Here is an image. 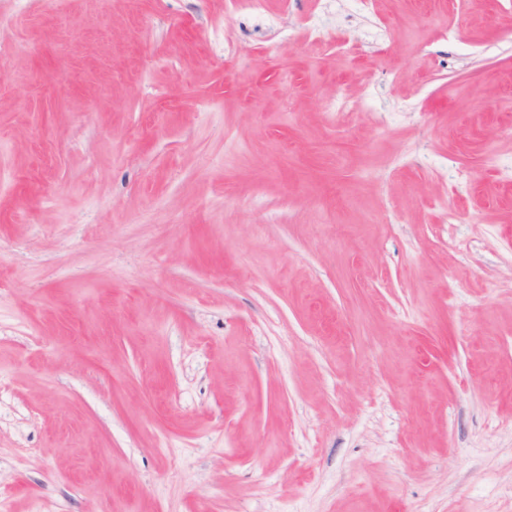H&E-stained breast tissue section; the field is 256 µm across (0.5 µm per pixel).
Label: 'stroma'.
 <instances>
[{
  "label": "stroma",
  "instance_id": "35a3bbf8",
  "mask_svg": "<svg viewBox=\"0 0 512 512\" xmlns=\"http://www.w3.org/2000/svg\"><path fill=\"white\" fill-rule=\"evenodd\" d=\"M266 2L0 0V512H512V0Z\"/></svg>",
  "mask_w": 512,
  "mask_h": 512
}]
</instances>
